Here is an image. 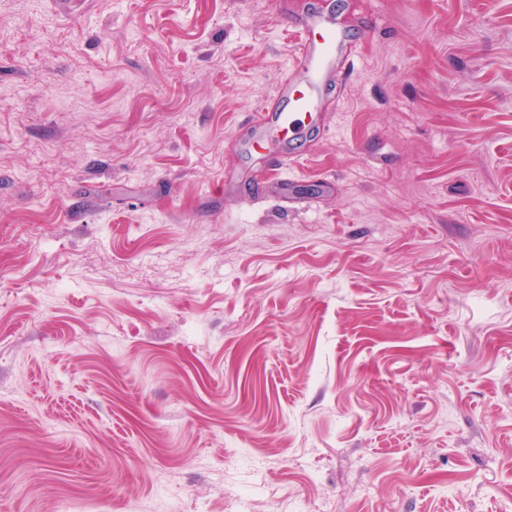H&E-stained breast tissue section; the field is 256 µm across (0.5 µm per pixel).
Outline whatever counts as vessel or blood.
I'll return each mask as SVG.
<instances>
[{
  "label": "vessel or blood",
  "mask_w": 512,
  "mask_h": 512,
  "mask_svg": "<svg viewBox=\"0 0 512 512\" xmlns=\"http://www.w3.org/2000/svg\"><path fill=\"white\" fill-rule=\"evenodd\" d=\"M300 36L295 59L277 84V108L253 116L254 138L248 151L267 150L272 166L298 157L306 123L323 110V92L348 50L349 36L324 5L312 6L297 21Z\"/></svg>",
  "instance_id": "obj_1"
}]
</instances>
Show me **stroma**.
Returning <instances> with one entry per match:
<instances>
[{
    "label": "stroma",
    "mask_w": 512,
    "mask_h": 512,
    "mask_svg": "<svg viewBox=\"0 0 512 512\" xmlns=\"http://www.w3.org/2000/svg\"><path fill=\"white\" fill-rule=\"evenodd\" d=\"M0 0V512H512V0ZM296 24L300 32L297 55L275 91L281 106L255 112L254 138L247 146L249 153L257 148L268 150L276 168L299 156L297 143L306 121L313 123L323 112V91L349 44L347 31L323 4L309 7Z\"/></svg>",
    "instance_id": "35a3bbf8"
}]
</instances>
